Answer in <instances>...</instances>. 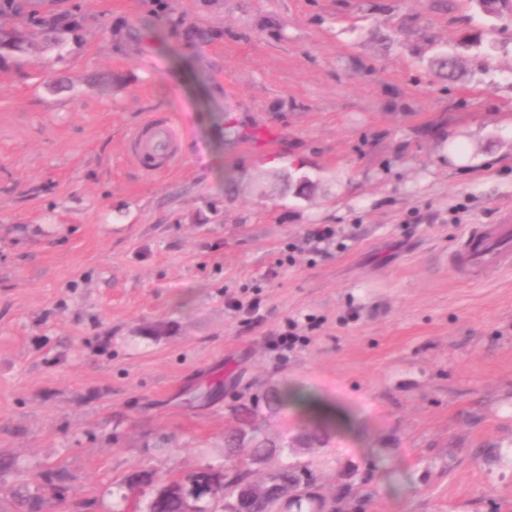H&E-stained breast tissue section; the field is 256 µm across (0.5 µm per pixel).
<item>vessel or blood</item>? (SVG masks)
Here are the masks:
<instances>
[{"instance_id": "obj_1", "label": "vessel or blood", "mask_w": 512, "mask_h": 512, "mask_svg": "<svg viewBox=\"0 0 512 512\" xmlns=\"http://www.w3.org/2000/svg\"><path fill=\"white\" fill-rule=\"evenodd\" d=\"M126 152L144 171L161 173L180 160V136L168 121L152 115L130 135ZM450 262L466 279L512 266V210L502 209L496 223L472 225Z\"/></svg>"}]
</instances>
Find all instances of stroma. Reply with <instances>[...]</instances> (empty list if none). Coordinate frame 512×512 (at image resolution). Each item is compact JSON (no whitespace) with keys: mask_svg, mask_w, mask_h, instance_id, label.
<instances>
[{"mask_svg":"<svg viewBox=\"0 0 512 512\" xmlns=\"http://www.w3.org/2000/svg\"><path fill=\"white\" fill-rule=\"evenodd\" d=\"M29 6L85 37L0 70V512H143L119 499L131 471L227 464L234 407L274 386L350 418L281 456L341 512H512V268L449 265L512 207V20L488 32L473 0ZM465 34L483 49L451 83L434 61ZM152 114L182 136L162 175L125 152ZM317 423L261 420L274 440Z\"/></svg>","mask_w":512,"mask_h":512,"instance_id":"35a3bbf8","label":"stroma"}]
</instances>
